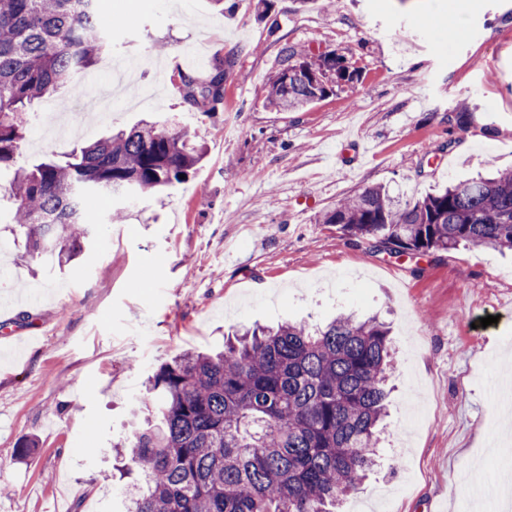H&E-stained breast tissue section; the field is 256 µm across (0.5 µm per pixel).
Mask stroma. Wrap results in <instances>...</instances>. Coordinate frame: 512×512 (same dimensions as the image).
Listing matches in <instances>:
<instances>
[{
  "label": "stroma",
  "instance_id": "35a3bbf8",
  "mask_svg": "<svg viewBox=\"0 0 512 512\" xmlns=\"http://www.w3.org/2000/svg\"><path fill=\"white\" fill-rule=\"evenodd\" d=\"M102 14L111 52L35 111H81L119 59L126 100L70 134L26 138L23 156L61 159L162 117L195 129L207 155L164 193L95 202L89 255L65 270L0 228L12 271L0 278V512H44L63 491L69 512H124L137 478L113 476L112 446L155 421L149 375L237 330L339 311L389 322L396 350L381 467L347 512L485 500L488 474L512 470L490 386L512 374V251L373 254L321 217L368 187L405 203L512 172V0H103ZM287 45L342 57L351 80L271 111ZM228 53L223 105L191 108L179 72L204 77ZM25 438L36 447L22 459Z\"/></svg>",
  "mask_w": 512,
  "mask_h": 512
}]
</instances>
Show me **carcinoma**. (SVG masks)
I'll list each match as a JSON object with an SVG mask.
<instances>
[{
  "label": "carcinoma",
  "mask_w": 512,
  "mask_h": 512,
  "mask_svg": "<svg viewBox=\"0 0 512 512\" xmlns=\"http://www.w3.org/2000/svg\"><path fill=\"white\" fill-rule=\"evenodd\" d=\"M100 0H0V203L31 257L68 265L95 225L89 194L124 198L183 182L205 152L187 127L146 122L63 160L20 163L38 100L92 71L112 45ZM266 103L296 112L350 79L344 60L313 61L295 45ZM217 56L204 80L180 74L185 102L224 101ZM370 252L411 258L459 245L512 250V173L459 182L404 205L365 188L322 216ZM393 368L389 327L340 313L323 328L284 322L224 341L212 356L183 352L146 383L160 424L115 446L144 482L128 512H337L372 470Z\"/></svg>",
  "instance_id": "carcinoma-1"
}]
</instances>
